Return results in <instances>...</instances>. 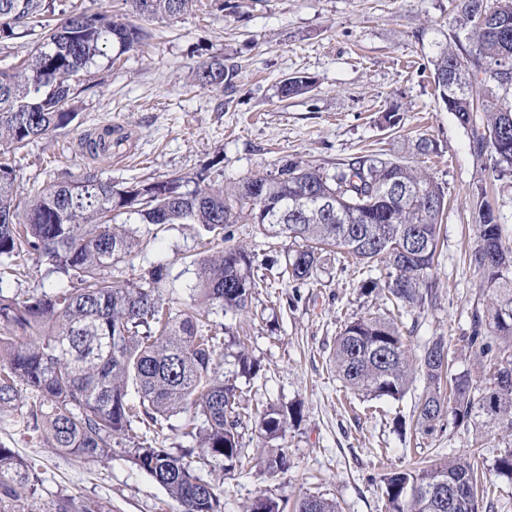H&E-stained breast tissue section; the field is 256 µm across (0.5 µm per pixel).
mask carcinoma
Here are the masks:
<instances>
[{
    "label": "carcinoma",
    "mask_w": 512,
    "mask_h": 512,
    "mask_svg": "<svg viewBox=\"0 0 512 512\" xmlns=\"http://www.w3.org/2000/svg\"><path fill=\"white\" fill-rule=\"evenodd\" d=\"M200 0H123L124 13L66 12L58 0H0V45L41 29L32 50L0 70V282L34 256L77 281L73 288L10 296L0 287V419L40 431L48 446L93 462L112 459L115 447L180 503L182 512H224V473L242 465L240 418L232 415L239 387L224 379L222 314L243 313L257 282L255 254L234 241L230 227L243 220L272 238L291 241L279 278L299 288L314 282L325 257L345 253L382 278L367 274L361 288L387 294L403 307H420L432 296L430 276L438 259L446 194L434 177L379 154L352 158L334 173L309 162L287 160L231 187L200 179L188 187L178 178L118 187L97 173L39 189L25 207L17 203V175L3 157L31 140L52 135L75 119L76 83L98 57L122 54L149 37L147 25L196 10ZM460 0L448 43L433 60L438 97L470 132L475 154L487 138L492 171L512 174V0H483L485 15ZM237 71L204 62L190 86L224 92ZM303 75L280 84L284 98L311 91ZM107 128L84 137L89 152L112 155ZM477 188L475 267L490 295L468 336L475 355L494 368L483 387L449 369L448 344L436 336L422 353L411 352L393 318L361 316L336 336L330 369L342 386L372 399L399 400L420 379L425 392L415 430L431 435L453 428L497 432L505 440L497 475L512 480V250L501 225ZM144 224L197 225L217 241L197 262L195 281L179 306L165 305L166 266L148 267L139 281L114 279L108 270L140 247ZM235 361L251 378L257 363L244 340ZM32 401H27V398ZM189 414L183 435L197 444L175 455L135 430H164L171 417ZM302 417L299 405L270 404L260 435L285 437ZM261 463L274 474L288 470V450L263 449ZM483 472L475 455H451L440 463L410 467L386 477L390 512H488ZM42 482L34 465L0 445V512H32L29 496ZM51 512H110L91 501L75 509L61 496ZM243 512H285L259 496ZM295 512H339L335 501L302 498Z\"/></svg>",
    "instance_id": "obj_1"
}]
</instances>
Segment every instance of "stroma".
<instances>
[{"label": "stroma", "instance_id": "1", "mask_svg": "<svg viewBox=\"0 0 512 512\" xmlns=\"http://www.w3.org/2000/svg\"><path fill=\"white\" fill-rule=\"evenodd\" d=\"M226 2L220 11L214 0H201L194 12L155 21L148 48L131 49L112 63L98 59L95 86L77 91L70 126L12 154L19 202L47 183L94 169L120 187L201 177L230 187L273 172L288 159L333 172L353 157L383 154L430 173L452 200L431 275L432 298L403 310V331L417 351L430 338L445 337L454 371L486 383L492 370L467 344L472 315L486 304L470 261L477 247L471 191L486 185L502 240L512 247V177L495 179L489 156L474 154L467 131L437 99L431 60L448 39L459 0ZM212 60L236 67L234 89L219 94L186 88L192 68ZM297 73L311 78V91L281 99V81ZM388 111L397 113L396 126L383 122ZM107 127L123 143L103 162L82 139ZM421 137L433 142L432 153L416 151ZM232 231L255 253L259 283L247 312L223 318L228 333L247 334L259 366L252 379L238 377L236 349L225 351L224 374L242 389L236 408L240 442L249 456L257 455L258 406L298 403L303 418L284 441L287 472L271 474L252 464L225 475L224 512H241L262 494L291 504L320 495L335 500L342 512H387V474L466 450L480 454L494 512H512V481L494 470L503 448L500 435L451 428L430 436L399 434L395 422L412 419L423 382L397 401L367 399L346 391L331 371L329 355L344 322L384 311L379 296L362 292L360 265L344 254L332 256L317 281L295 289L278 280L271 265L283 258L289 240L243 222ZM140 232L145 248L113 266V276L135 281L143 269L162 264L169 271L166 297L182 298L203 256L201 232L182 224L144 225ZM67 284L33 259L25 273L0 287L23 296ZM0 444L41 469L35 512H47L60 496L78 506L104 502L112 512L181 510L124 453L107 463L59 454L7 421H0Z\"/></svg>", "mask_w": 512, "mask_h": 512}]
</instances>
